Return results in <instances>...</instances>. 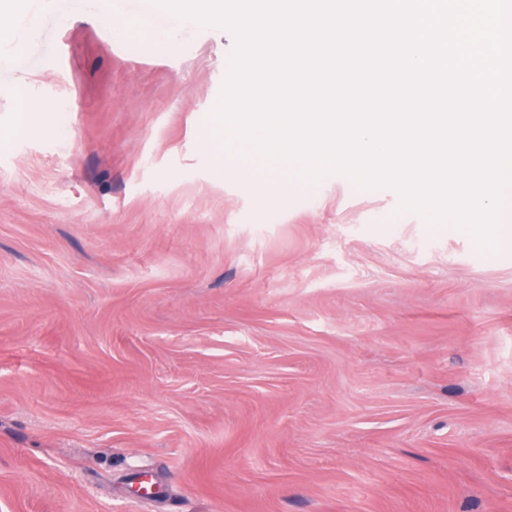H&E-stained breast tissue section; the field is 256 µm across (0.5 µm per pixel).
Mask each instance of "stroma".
<instances>
[{"label": "stroma", "instance_id": "obj_1", "mask_svg": "<svg viewBox=\"0 0 512 512\" xmlns=\"http://www.w3.org/2000/svg\"><path fill=\"white\" fill-rule=\"evenodd\" d=\"M32 22L0 71V512H512V236L223 140L224 26Z\"/></svg>", "mask_w": 512, "mask_h": 512}]
</instances>
